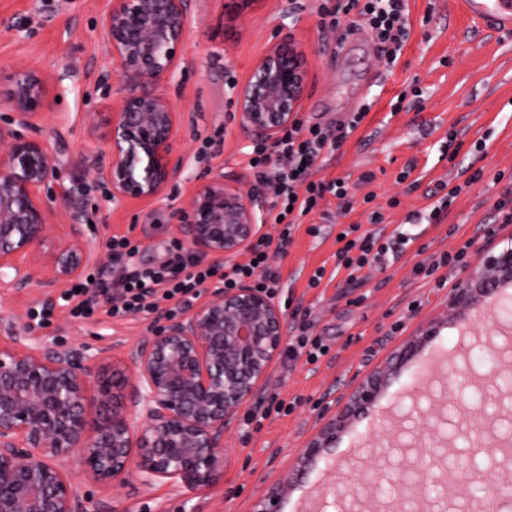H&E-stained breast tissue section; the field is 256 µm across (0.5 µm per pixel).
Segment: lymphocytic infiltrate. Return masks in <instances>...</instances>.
<instances>
[{"label": "lymphocytic infiltrate", "instance_id": "obj_1", "mask_svg": "<svg viewBox=\"0 0 512 512\" xmlns=\"http://www.w3.org/2000/svg\"><path fill=\"white\" fill-rule=\"evenodd\" d=\"M315 11L326 33H349L367 27L379 50V61L389 68L395 65L409 38V0H317ZM370 110V105H361L346 124L339 126L299 119L271 145L253 146L249 157L254 182L267 190L268 217L282 231L279 237L266 233L252 241L248 262L209 263L178 245L167 261L144 265L137 259L139 244L124 236L115 237L108 243L111 257L107 265L94 269L91 278L79 279L75 287L65 289L62 299L70 303L71 317H91L94 309L89 297L106 294L112 297L108 313L115 319L156 313L164 302L177 312L213 279L228 290L249 281L270 296H278L279 277L273 263L284 253L292 228L316 213L329 194L337 200L339 215L353 209L354 196L345 179L324 181L316 174ZM374 200L371 193L363 198L368 206L369 229L351 224L336 235V267L345 270L346 282L351 286L364 281L365 271L385 270L415 240L414 234L401 226L388 236L378 231L384 217ZM292 330L284 355L288 367L301 361L314 364L328 354V346L315 334L309 318H299Z\"/></svg>", "mask_w": 512, "mask_h": 512}]
</instances>
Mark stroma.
<instances>
[{"label": "stroma", "mask_w": 512, "mask_h": 512, "mask_svg": "<svg viewBox=\"0 0 512 512\" xmlns=\"http://www.w3.org/2000/svg\"><path fill=\"white\" fill-rule=\"evenodd\" d=\"M409 5L410 38L396 66L387 70L365 30L349 34L340 50L325 40L314 0H192L180 64L168 84L175 103L190 116L178 141L186 168L162 198L126 203L109 197L87 174L90 157L110 148L112 111L128 92L119 77L105 86L97 81L99 73L112 69L100 31L113 0H0V96L18 67H38L46 78L51 104L42 134L59 156L46 198L54 224H90L97 244L115 235L129 237L141 243L142 263L164 259L178 239L173 209L219 169L225 181L252 191L260 233L279 234L267 218L266 194L255 189L247 166L253 138L239 123L232 87L250 77L255 60L280 35H291L305 50L308 82L300 118L340 124L356 104L371 103L365 121L319 176L347 179L358 200L375 194L385 234L410 212L430 205L437 183L460 185L464 168L484 171L481 182L461 186L441 224L422 231L398 261L370 273L357 288L347 287L345 273L335 270L340 226L326 220L336 211L335 197H327L323 215L306 217L287 255L273 265L281 285L276 304L292 297L330 346L317 363L273 367L265 393L296 400L293 412L271 415L258 427L239 420L230 425L224 432V468L205 495L188 499L166 485L147 489L128 477L109 488L93 487L96 512H251L255 498L287 473L318 428L320 413L389 361L420 324L442 316L449 293L481 252L512 246V223L493 222L494 203L512 192V29L492 28L465 0H410ZM402 92L404 108L392 112L391 103ZM452 134L460 143L453 156ZM394 197L395 207L389 204ZM488 223L494 226L489 237L483 231ZM311 225L318 234L308 233ZM469 239L474 245L466 265L448 271L445 283L413 277L420 257L456 251ZM319 269L325 275L318 287H310ZM153 322L150 315L115 321L101 308L77 322L58 306L47 330L63 343L107 349L102 368L108 374L124 368L127 350L147 336ZM440 334L446 357L429 363L415 359L387 388L391 426L378 430L365 416L337 441L332 453L342 464L343 479L328 500L314 490L325 480L317 467L291 491L283 512H340L344 505L372 512L376 499L397 497L396 486L377 481L375 471L391 440H413L425 423L434 427L436 439L446 440L448 458H459L468 442L454 428L459 403L493 413V404L482 399V378L495 375L499 386L507 387L512 359L480 360L479 349L458 346L456 331L444 327ZM475 466L484 477L468 487L462 506L484 500L491 486L512 490L506 452L492 451ZM360 481L371 495H352L351 484Z\"/></svg>", "instance_id": "1"}]
</instances>
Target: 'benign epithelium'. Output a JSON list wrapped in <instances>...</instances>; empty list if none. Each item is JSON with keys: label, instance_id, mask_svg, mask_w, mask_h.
<instances>
[{"label": "benign epithelium", "instance_id": "benign-epithelium-1", "mask_svg": "<svg viewBox=\"0 0 512 512\" xmlns=\"http://www.w3.org/2000/svg\"><path fill=\"white\" fill-rule=\"evenodd\" d=\"M191 0H115L102 37L115 73L129 93L112 113L108 155L88 163L93 180L128 202L156 199L179 180L184 156L175 147L186 117L167 92ZM304 50L292 37L271 44L250 78L235 88L242 127L272 143L296 120L308 75ZM0 123V284L16 292L42 288V302L103 260L83 224L55 238L53 211L43 199L58 160L41 134L48 96L33 66L21 68ZM180 242L199 256L222 261L258 233L250 193L224 181L218 169L191 199L173 210ZM512 283V247L485 254L448 296L446 310L464 312ZM442 321L418 326L385 366L364 376L300 449L288 474L269 484L252 512H280L305 471L325 458L353 422L374 406L389 377L435 339ZM286 323L264 291L212 285L175 316L158 317L149 334L128 349L126 404L89 423L92 401H111L95 354L36 336L9 314L0 315V512H88L90 493L74 478L79 468L105 487L128 475L142 485L165 484L205 493L224 468V429L264 389L284 353ZM405 504L426 481L397 480Z\"/></svg>", "mask_w": 512, "mask_h": 512}]
</instances>
